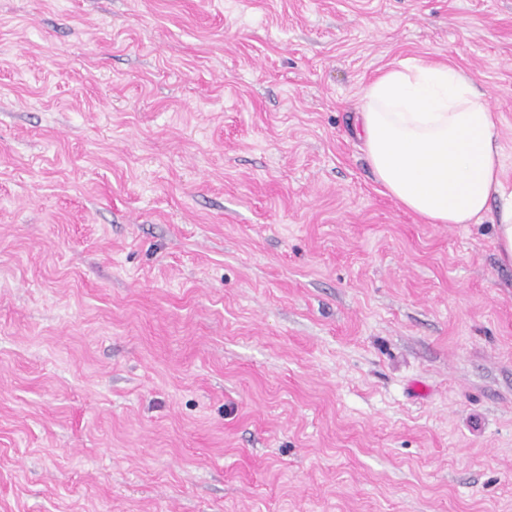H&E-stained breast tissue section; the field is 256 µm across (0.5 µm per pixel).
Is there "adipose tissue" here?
<instances>
[{"label":"adipose tissue","mask_w":512,"mask_h":512,"mask_svg":"<svg viewBox=\"0 0 512 512\" xmlns=\"http://www.w3.org/2000/svg\"><path fill=\"white\" fill-rule=\"evenodd\" d=\"M353 130L377 182L405 210L432 224L493 213L498 258L512 267V184L492 106L468 73L401 61L364 87Z\"/></svg>","instance_id":"ef3b65f1"}]
</instances>
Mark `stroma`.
<instances>
[{
  "label": "stroma",
  "mask_w": 512,
  "mask_h": 512,
  "mask_svg": "<svg viewBox=\"0 0 512 512\" xmlns=\"http://www.w3.org/2000/svg\"><path fill=\"white\" fill-rule=\"evenodd\" d=\"M413 57L512 182V0H0V512H512L492 221L351 129Z\"/></svg>",
  "instance_id": "obj_1"
}]
</instances>
